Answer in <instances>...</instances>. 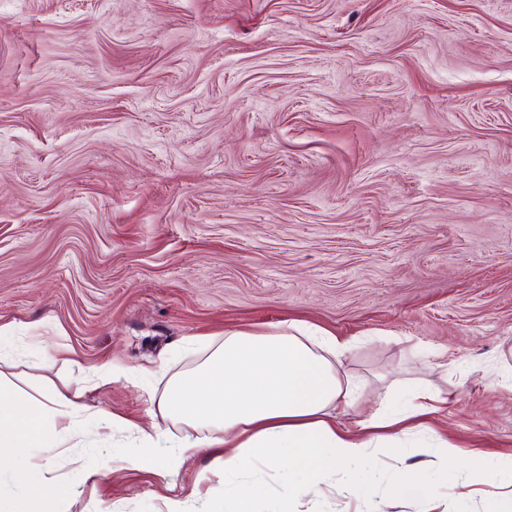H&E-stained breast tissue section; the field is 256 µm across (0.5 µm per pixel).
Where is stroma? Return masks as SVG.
<instances>
[{"label": "stroma", "mask_w": 512, "mask_h": 512, "mask_svg": "<svg viewBox=\"0 0 512 512\" xmlns=\"http://www.w3.org/2000/svg\"><path fill=\"white\" fill-rule=\"evenodd\" d=\"M304 320L458 448L512 456V0H0V329L21 382L146 422L208 339ZM75 352L80 366L65 363ZM115 379L101 384L99 368ZM131 432L87 424L103 460ZM386 448L352 480L410 473ZM255 512H418L381 489ZM229 512L204 459L48 512Z\"/></svg>", "instance_id": "1"}]
</instances>
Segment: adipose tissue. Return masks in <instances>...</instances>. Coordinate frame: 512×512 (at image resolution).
I'll return each instance as SVG.
<instances>
[{"label": "adipose tissue", "mask_w": 512, "mask_h": 512, "mask_svg": "<svg viewBox=\"0 0 512 512\" xmlns=\"http://www.w3.org/2000/svg\"><path fill=\"white\" fill-rule=\"evenodd\" d=\"M187 346L201 359L170 381L156 418L135 423L117 413L99 414L106 428L135 433V468L169 473L202 454L229 480L257 463L282 471L298 463L306 482L283 483L284 497L324 485L367 497L375 484L351 483L348 467L371 449L399 447L397 426L427 411L429 390L408 387L398 404L379 401L364 421V435L341 430L337 411L359 400L357 386L335 366L345 347L331 333L301 322L269 332L238 330L204 343L191 338ZM90 412L58 390L48 397L28 392L0 369V463L12 462L21 448L74 447ZM165 420L182 424L181 434L169 435L161 426ZM202 428L210 436H199ZM16 478L28 485L24 512H46L50 499L78 492L77 483L66 480L31 482L23 470Z\"/></svg>", "instance_id": "obj_1"}]
</instances>
